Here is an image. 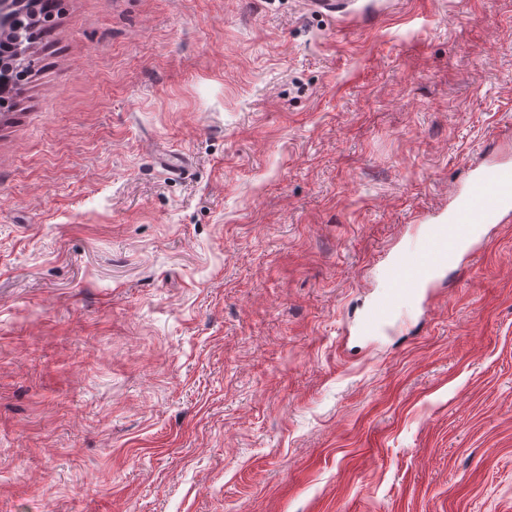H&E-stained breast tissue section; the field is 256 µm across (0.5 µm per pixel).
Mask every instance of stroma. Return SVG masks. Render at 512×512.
Masks as SVG:
<instances>
[{
	"instance_id": "obj_1",
	"label": "stroma",
	"mask_w": 512,
	"mask_h": 512,
	"mask_svg": "<svg viewBox=\"0 0 512 512\" xmlns=\"http://www.w3.org/2000/svg\"><path fill=\"white\" fill-rule=\"evenodd\" d=\"M64 0L0 115V512H512V0ZM512 216V166L496 163L480 169L448 217L428 224L416 244L392 255L383 267L386 289L365 308L359 333L372 335L395 318L399 302L414 303L454 266L459 256L475 252L480 224H501Z\"/></svg>"
}]
</instances>
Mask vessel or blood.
<instances>
[{
	"label": "vessel or blood",
	"instance_id": "1",
	"mask_svg": "<svg viewBox=\"0 0 512 512\" xmlns=\"http://www.w3.org/2000/svg\"><path fill=\"white\" fill-rule=\"evenodd\" d=\"M511 217L512 165L496 163L480 169L447 217L427 225L415 245L386 262V289L365 308L360 333L386 329L398 303L419 301L462 253H474L480 225L500 224Z\"/></svg>",
	"mask_w": 512,
	"mask_h": 512
}]
</instances>
